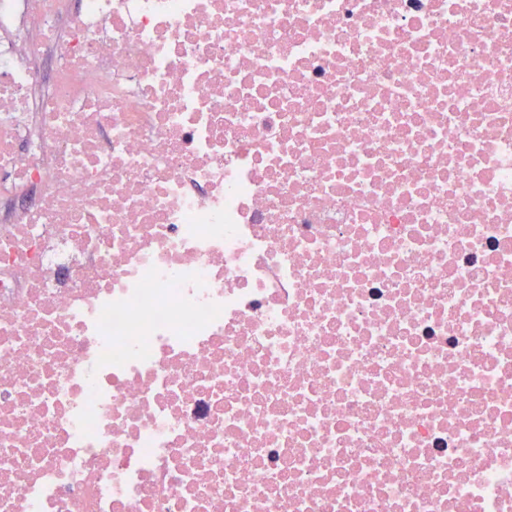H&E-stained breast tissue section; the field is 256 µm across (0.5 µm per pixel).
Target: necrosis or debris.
<instances>
[{"mask_svg":"<svg viewBox=\"0 0 512 512\" xmlns=\"http://www.w3.org/2000/svg\"><path fill=\"white\" fill-rule=\"evenodd\" d=\"M0 512H512V0H0Z\"/></svg>","mask_w":512,"mask_h":512,"instance_id":"obj_1","label":"necrosis or debris"}]
</instances>
